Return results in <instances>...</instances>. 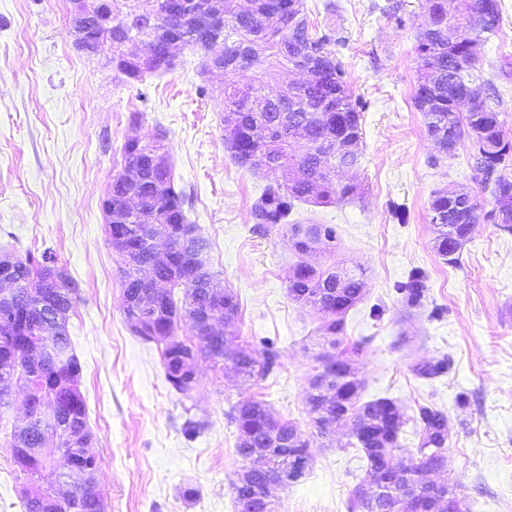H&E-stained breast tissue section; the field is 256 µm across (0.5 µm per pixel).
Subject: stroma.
I'll use <instances>...</instances> for the list:
<instances>
[{
	"label": "stroma",
	"mask_w": 512,
	"mask_h": 512,
	"mask_svg": "<svg viewBox=\"0 0 512 512\" xmlns=\"http://www.w3.org/2000/svg\"><path fill=\"white\" fill-rule=\"evenodd\" d=\"M402 2L396 21L382 15L388 0H338L334 15L322 0H306L314 29L346 28V79L368 108L361 163L350 173L360 195L299 202L291 218L337 227L336 241L310 254L312 264L366 271L365 294L346 317L348 338L369 341L354 365L361 401L388 397L408 416L428 403L447 412L444 478L469 512H512V234L474 224L455 264L434 248L435 192L467 191L484 211L493 198L471 165L470 139L448 157L426 134L412 96L427 11L425 0ZM502 6L499 34L480 52L512 141V0ZM70 8V0H0V250H51L80 288L68 330L106 512H236L241 463L227 414L250 398L310 441L307 475L271 492L277 512H354L367 463L346 445L350 424L322 435L313 422L307 392L320 320L288 292L299 256L285 227L252 230L265 180L240 168L224 144L221 78L204 71L202 53L185 49L174 69L123 80L108 54L74 48ZM160 129L187 219L210 242L208 267L239 299L241 343L260 352L270 339L279 352L267 378L244 383L201 357L197 383L182 395L165 377L161 345L135 336L125 320L122 260L108 241L102 201L124 168L126 140ZM415 268L426 272L428 290L423 306L409 308L395 286ZM440 354L453 361L448 375H413L412 364ZM462 393L471 399L464 408ZM191 421L204 425L192 437ZM23 482L0 440V512H23Z\"/></svg>",
	"instance_id": "1"
}]
</instances>
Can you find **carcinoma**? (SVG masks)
I'll list each match as a JSON object with an SVG mask.
<instances>
[{
    "label": "carcinoma",
    "mask_w": 512,
    "mask_h": 512,
    "mask_svg": "<svg viewBox=\"0 0 512 512\" xmlns=\"http://www.w3.org/2000/svg\"><path fill=\"white\" fill-rule=\"evenodd\" d=\"M144 9L120 21L125 37L137 42L141 37L148 45L158 46L161 40L155 34L163 29L181 25L172 13L171 0H143ZM224 11V35L217 46L191 41L193 51L219 54L224 72H235L258 66L264 70H295L300 65L299 49L313 55L315 80L300 90L296 84H260L239 88L224 85V115H236L232 134L224 144L234 162L249 171L258 172L266 180L260 197L251 209L256 228L267 230L278 225L292 233L301 227L288 221L294 202L328 205L351 200L360 193V185L338 179L336 169L353 168L359 155L342 157L333 163L329 150L341 136L361 140V113L367 101L355 96L346 81V72L338 48L347 42L346 29L329 26L318 34L312 31L305 0H220ZM429 32L419 33L416 53L420 60L419 79L413 96V105L421 112L427 135L431 140H445L459 144L468 137L474 145V167L481 175L484 187L491 188L493 208L483 214L474 198L456 190H441L430 203V223L435 234L437 252L448 263L458 262L472 226L484 220L498 230L512 233V222L501 221L503 207L512 209V197H500L504 183L512 184V176L505 174L512 167V143L502 140L496 93L487 94L481 110L470 112L466 99L472 93L471 84L482 79V58L464 40L449 37L452 32L473 27L481 20L480 33L494 37L500 29L501 0H426ZM112 65L129 80L141 81L148 74L170 70L172 66L159 53L151 52L144 58L119 43L112 45ZM165 140L157 133L148 142H126L124 161L140 167L142 177L134 187L140 198L137 208L128 214L129 224L160 223L173 243H178V230L189 225L184 204L185 195L176 190L172 168L163 172L150 164L151 154ZM148 260L146 253L131 261H123L121 268L124 293L132 303L123 308L127 322L138 321L175 335L181 322L189 324L192 335L198 338L195 351L216 365L224 359L232 361L242 380L251 381L265 376L273 366L276 353L266 346L263 360L251 350H224L212 344L197 330V321L212 315L227 320L233 338H238L237 320L240 304L236 295L215 281L207 265H202L189 282H174L165 297L156 301L139 284V264ZM26 276L18 286L21 302L29 308L28 342L48 343L66 352V358L48 361L34 370L28 365L25 349L11 340L14 332L0 325V357L12 361L17 386L39 396L43 401L41 415L57 417L56 425H34L17 432L11 429L7 417L11 390L0 387V432L10 444L13 462L25 458L40 476L50 481H65L56 468V450L68 444L70 434L79 431L91 435L87 421L84 396L79 389L81 364L75 354L68 329L69 312L79 300L78 284L70 276L49 279L44 275L47 263H58L55 255L44 251L36 256L31 252L17 258ZM299 271L296 280L289 282L290 294L308 293V301L321 317L319 330L322 348L317 362L326 363L328 349L335 356L350 361L361 355L368 340H350L346 336L347 312L361 300L364 271L344 267H319L309 271L303 262L295 264ZM427 274L412 270L397 291L409 308L423 304L427 293ZM183 289V300L176 303L173 289ZM47 291L53 296L60 319L51 318L38 306L37 294ZM453 366L447 355L433 357L411 366V372L420 378L436 379L447 375ZM363 382H331L330 391L339 412L362 416V431L348 440L347 446L364 453L368 472L375 478L397 464L406 473L409 492L417 491L424 479L422 466L437 455L446 459L448 450V415L433 405H420L414 416L406 418L400 406L390 398L360 402ZM252 404L258 411L246 413L235 405L228 417L237 433L254 438V451L261 454L267 470L277 473L292 483L291 458L309 447L305 439L296 446L286 445L288 436L299 432L298 426L288 420L269 428L261 409L268 408L262 400ZM419 430L416 453L408 458L400 455L401 435L407 422ZM77 512H95L93 490L85 484L74 489ZM25 512H47L39 494L32 489H21ZM352 508L361 512H407L403 501L393 496L371 498L355 487Z\"/></svg>",
    "instance_id": "obj_1"
}]
</instances>
